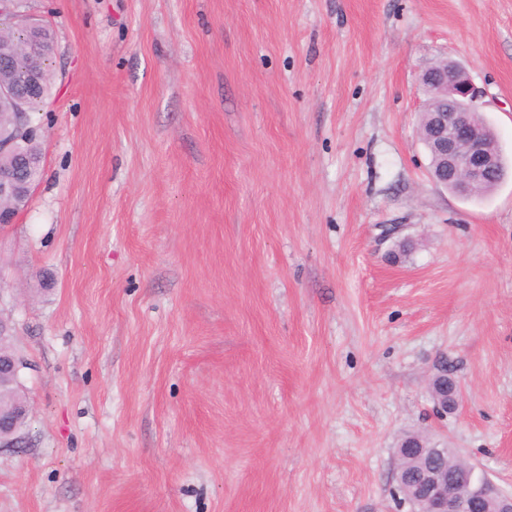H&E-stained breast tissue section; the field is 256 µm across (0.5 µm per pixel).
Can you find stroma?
Returning a JSON list of instances; mask_svg holds the SVG:
<instances>
[{
  "label": "stroma",
  "instance_id": "1",
  "mask_svg": "<svg viewBox=\"0 0 512 512\" xmlns=\"http://www.w3.org/2000/svg\"><path fill=\"white\" fill-rule=\"evenodd\" d=\"M21 11L57 50L0 226L30 409L0 512H410L408 432L512 493V174L458 197L417 130L454 60L512 163V0ZM41 159V150L38 141H29L21 147V153L13 163L8 165V157H1L0 161V224H10L25 207L36 181L28 170L13 169L11 172H1L9 167L20 166L30 161L36 163ZM429 387L440 396V402L437 403L440 413H448V410L458 406L460 387L456 379L448 374L447 366L432 376Z\"/></svg>",
  "mask_w": 512,
  "mask_h": 512
}]
</instances>
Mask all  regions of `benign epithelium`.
<instances>
[{"mask_svg": "<svg viewBox=\"0 0 512 512\" xmlns=\"http://www.w3.org/2000/svg\"><path fill=\"white\" fill-rule=\"evenodd\" d=\"M21 0H0V20L6 18L18 25L27 19L19 11ZM28 59L29 75L25 89L31 94L40 90V43L33 37L22 46ZM423 86L435 98L429 112L426 135L422 143L430 156V167L435 181L462 197L487 180H494L501 173L500 156L494 150L489 136L475 121L478 95L465 70L458 65L442 63L441 67L423 75ZM25 96L12 84L0 85V101L16 109L19 131L23 135L36 134L31 122L23 120L22 106ZM36 181L27 170L0 171V224H10L25 207ZM25 367L24 361L0 356V380L15 378ZM430 388L440 396L438 411L446 413L460 400V387L456 379L442 368L431 378ZM440 453L438 448H427L414 440L400 449L402 455H422L424 469L412 480L414 498L411 504L417 512H464L469 507L448 482L446 470L434 464ZM459 469L468 480L476 483L475 493L482 499L488 512H512V495L505 493L494 481L476 471L467 460Z\"/></svg>", "mask_w": 512, "mask_h": 512, "instance_id": "obj_1", "label": "benign epithelium"}]
</instances>
